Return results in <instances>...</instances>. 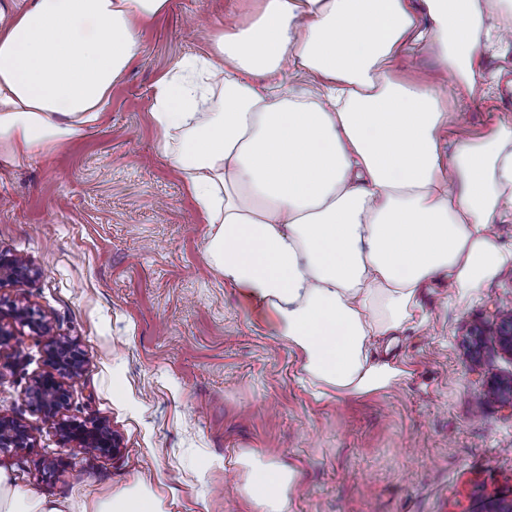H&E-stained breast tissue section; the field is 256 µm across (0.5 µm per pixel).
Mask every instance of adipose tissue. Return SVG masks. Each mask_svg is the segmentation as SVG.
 <instances>
[{
    "label": "adipose tissue",
    "instance_id": "obj_1",
    "mask_svg": "<svg viewBox=\"0 0 512 512\" xmlns=\"http://www.w3.org/2000/svg\"><path fill=\"white\" fill-rule=\"evenodd\" d=\"M257 0L207 55L158 82L151 118L209 233L208 266L271 315L304 372L346 395L406 375L382 357L433 279L473 298L512 264V126L440 139L476 99L485 40L512 36V0ZM169 0H0V158L85 135L141 52V25ZM424 52L452 90L400 77ZM288 77L315 83L309 93ZM259 512H288L296 469L239 459ZM0 467V512H68ZM80 512H166L137 481Z\"/></svg>",
    "mask_w": 512,
    "mask_h": 512
}]
</instances>
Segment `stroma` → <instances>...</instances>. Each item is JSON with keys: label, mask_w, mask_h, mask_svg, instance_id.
Masks as SVG:
<instances>
[{"label": "stroma", "mask_w": 512, "mask_h": 512, "mask_svg": "<svg viewBox=\"0 0 512 512\" xmlns=\"http://www.w3.org/2000/svg\"><path fill=\"white\" fill-rule=\"evenodd\" d=\"M251 0H169L140 30L142 51L92 130L49 153L0 161V250L36 277L18 298L47 325L15 327L0 347V415L32 445L0 451L17 485L52 500L140 480L170 512H257L238 458L296 466L291 512H489L512 503V410L487 391L512 380V356L474 327L512 310V265L473 299L447 281L423 292L425 320L392 356L395 388L321 391L244 291L207 266L208 232L151 120L159 79L208 53L215 27L246 21ZM489 93L452 99L470 133L512 122V42L481 49ZM69 337L82 367L64 378L67 420L105 424L116 454L62 445L27 402L51 372L49 338Z\"/></svg>", "instance_id": "obj_1"}]
</instances>
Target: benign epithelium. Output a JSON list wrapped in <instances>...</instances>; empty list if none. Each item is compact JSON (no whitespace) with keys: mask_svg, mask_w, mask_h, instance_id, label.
I'll return each mask as SVG.
<instances>
[{"mask_svg":"<svg viewBox=\"0 0 512 512\" xmlns=\"http://www.w3.org/2000/svg\"><path fill=\"white\" fill-rule=\"evenodd\" d=\"M35 270L24 258L0 251V340L11 335L4 321L18 322L33 333L40 334L46 324L33 313L19 305L18 301L1 294L5 289L17 290L26 286ZM476 336H493L504 350L512 354V317L484 325L474 331ZM46 355L60 374L47 373L33 380L27 390V399L33 410L48 421L56 422V429L64 446L83 455H106L115 453L117 442L114 435L97 424L84 422H59L57 417L67 406L68 395L60 375H76L81 370L78 357L74 353L71 340L65 336H55L46 344ZM30 435L18 420L0 416V449L26 448Z\"/></svg>","mask_w":512,"mask_h":512,"instance_id":"7a95c632","label":"benign epithelium"}]
</instances>
